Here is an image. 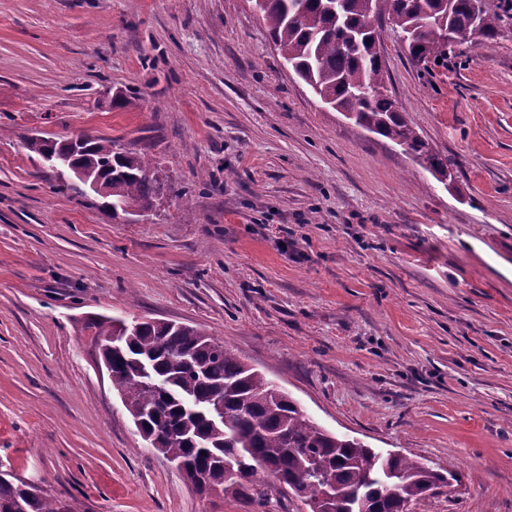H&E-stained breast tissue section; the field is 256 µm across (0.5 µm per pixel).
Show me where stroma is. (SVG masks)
<instances>
[{
	"label": "stroma",
	"instance_id": "1",
	"mask_svg": "<svg viewBox=\"0 0 512 512\" xmlns=\"http://www.w3.org/2000/svg\"><path fill=\"white\" fill-rule=\"evenodd\" d=\"M381 39L452 187L325 107L247 0H0V471L80 512H307L201 498L141 437L85 325L145 317L460 473L409 512H512V29L440 61ZM80 131L173 195L128 220L57 190L26 141Z\"/></svg>",
	"mask_w": 512,
	"mask_h": 512
}]
</instances>
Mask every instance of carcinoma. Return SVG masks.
I'll use <instances>...</instances> for the list:
<instances>
[{
  "label": "carcinoma",
  "mask_w": 512,
  "mask_h": 512,
  "mask_svg": "<svg viewBox=\"0 0 512 512\" xmlns=\"http://www.w3.org/2000/svg\"><path fill=\"white\" fill-rule=\"evenodd\" d=\"M508 0H254L285 65L328 106L351 114L356 125L388 139L437 181L453 174V162L433 150L385 93L378 29L385 9L394 14L414 60L448 56L469 33L492 45L512 20ZM27 149L94 167L105 179L107 200L119 214L147 210L171 191L144 157L93 136L83 153L65 141L32 137ZM116 321L100 317L86 328L109 342ZM112 362V388L130 416L143 418L144 438L160 427L171 431L162 448L185 479L198 475L222 493L263 498L271 487L289 490L321 512H407L410 502L460 482L457 472L417 459L380 452L335 435L307 416L266 375L243 363L223 340L196 327L141 320L125 332L124 347L105 349ZM152 363L165 380L154 390L134 360ZM224 403V424L211 423L210 409ZM243 459L235 486L228 466ZM0 512H79L14 475L0 473Z\"/></svg>",
  "instance_id": "obj_1"
}]
</instances>
